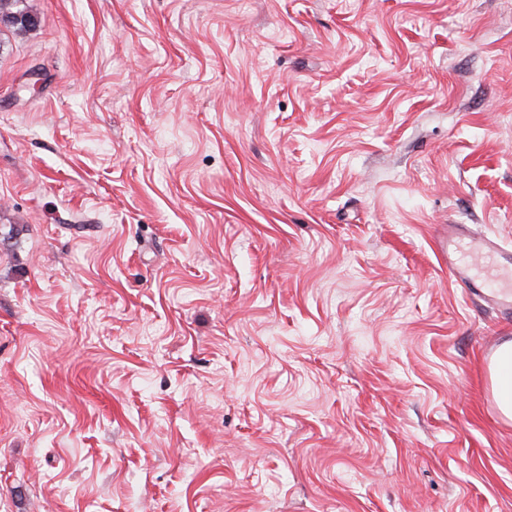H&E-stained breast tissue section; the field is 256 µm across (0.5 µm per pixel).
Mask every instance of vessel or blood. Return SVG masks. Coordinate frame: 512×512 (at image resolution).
I'll return each instance as SVG.
<instances>
[{"instance_id": "b4317fda", "label": "vessel or blood", "mask_w": 512, "mask_h": 512, "mask_svg": "<svg viewBox=\"0 0 512 512\" xmlns=\"http://www.w3.org/2000/svg\"><path fill=\"white\" fill-rule=\"evenodd\" d=\"M448 271L468 293L482 296L502 315H512V249L465 224H452L439 242Z\"/></svg>"}]
</instances>
